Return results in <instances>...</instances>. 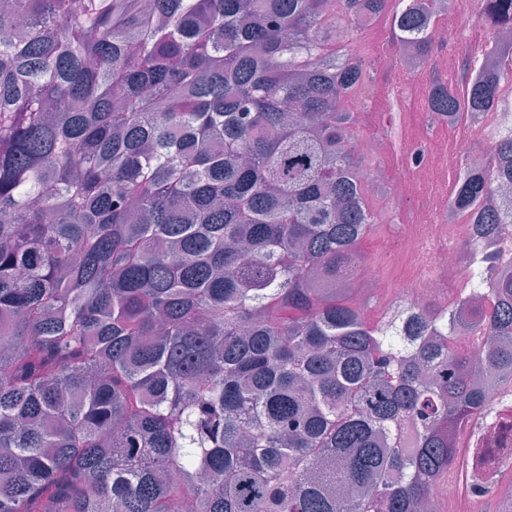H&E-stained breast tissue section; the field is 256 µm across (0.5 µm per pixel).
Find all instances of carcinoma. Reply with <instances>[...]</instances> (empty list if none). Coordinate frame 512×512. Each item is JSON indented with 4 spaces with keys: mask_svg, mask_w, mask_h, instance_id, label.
I'll list each match as a JSON object with an SVG mask.
<instances>
[{
    "mask_svg": "<svg viewBox=\"0 0 512 512\" xmlns=\"http://www.w3.org/2000/svg\"><path fill=\"white\" fill-rule=\"evenodd\" d=\"M477 22L512 25V0ZM439 0L0 3V512H422L512 386V274L410 318L348 296L373 223L351 33L433 50ZM427 110L512 107V46ZM512 135L460 151L465 254L512 230ZM488 496L512 460L482 466Z\"/></svg>",
    "mask_w": 512,
    "mask_h": 512,
    "instance_id": "cac0c4a2",
    "label": "carcinoma"
}]
</instances>
